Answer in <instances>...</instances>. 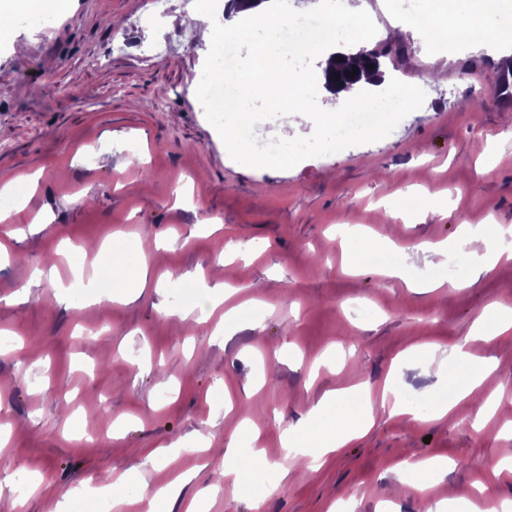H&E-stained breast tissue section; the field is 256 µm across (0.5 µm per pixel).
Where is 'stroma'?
<instances>
[{
	"instance_id": "35a3bbf8",
	"label": "stroma",
	"mask_w": 512,
	"mask_h": 512,
	"mask_svg": "<svg viewBox=\"0 0 512 512\" xmlns=\"http://www.w3.org/2000/svg\"><path fill=\"white\" fill-rule=\"evenodd\" d=\"M194 0H69L46 26L21 22L28 5H4L0 31V183L21 198L13 237L0 254V512H53L63 496L103 475L140 469L151 486L192 474L189 499L219 478L224 438L241 420L258 432L267 467L245 468L207 512H422L420 496L447 497L451 512H481L480 487L512 501V471L489 462L512 453V338L483 344L493 384L505 391L481 419L473 399L445 419L419 423L382 404L392 385L414 406L450 396L466 377L449 351L469 342L486 306L512 309V263L477 273L449 253L440 266L419 254L407 280L357 275L350 255L359 228L397 244L452 239L460 224L512 230V105L493 65L506 53L475 42L404 43L386 77L418 76L422 106L387 137L308 158L289 169L234 161L209 123L189 77L210 46L178 22ZM370 45L387 43L411 13L445 15L444 0H362ZM141 165H126L129 144ZM441 195L423 213L417 198ZM122 258L145 253L164 288L113 302L98 246ZM230 241L245 257L218 259ZM56 267L53 280L35 269ZM233 290L200 317L192 272ZM445 278L460 290L424 288ZM30 302H21L22 294ZM245 322L219 336L225 308ZM424 342L440 371L407 361ZM40 366H33L34 356ZM367 384L370 399L353 394ZM347 389L346 407H373L371 429L312 471L286 458L283 432L324 395ZM211 438L208 460L191 455ZM185 447L143 467L159 441ZM435 457L438 474L404 469ZM38 482L22 490L28 473Z\"/></svg>"
}]
</instances>
